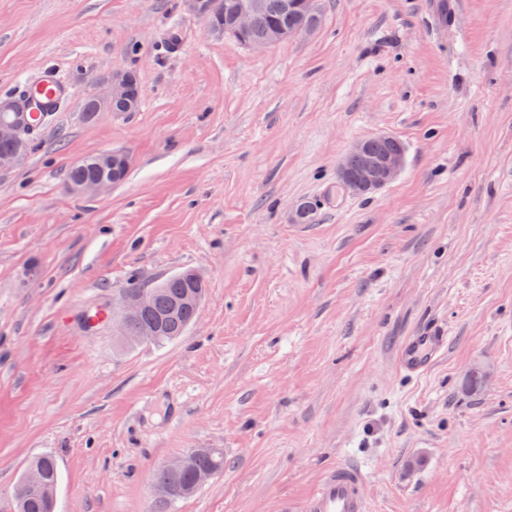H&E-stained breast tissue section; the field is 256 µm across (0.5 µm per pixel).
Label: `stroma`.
I'll use <instances>...</instances> for the list:
<instances>
[{
	"label": "stroma",
	"mask_w": 512,
	"mask_h": 512,
	"mask_svg": "<svg viewBox=\"0 0 512 512\" xmlns=\"http://www.w3.org/2000/svg\"><path fill=\"white\" fill-rule=\"evenodd\" d=\"M320 14L257 53L181 0H0V99L47 65L72 91L0 169V512L39 455L56 512H302L343 463L368 512H512V0ZM129 70L138 110L85 120ZM379 134L401 173L346 193L339 164ZM113 150L121 184L68 190ZM185 269L207 293L181 339L85 326ZM430 324L448 348L405 375ZM193 448L223 450V475L160 508L151 474ZM448 347L443 329L429 328L408 336L398 355L400 369L412 376L425 373Z\"/></svg>",
	"instance_id": "obj_1"
}]
</instances>
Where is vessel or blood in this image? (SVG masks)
Returning <instances> with one entry per match:
<instances>
[{
  "mask_svg": "<svg viewBox=\"0 0 512 512\" xmlns=\"http://www.w3.org/2000/svg\"><path fill=\"white\" fill-rule=\"evenodd\" d=\"M67 93V85L48 70L30 87L28 109L33 127H41L56 104ZM448 346L444 330L429 328L407 337L398 355L400 369L412 376L425 373ZM364 475L353 466L330 471L303 507V512H367L363 495Z\"/></svg>",
  "mask_w": 512,
  "mask_h": 512,
  "instance_id": "vessel-or-blood-1",
  "label": "vessel or blood"
}]
</instances>
